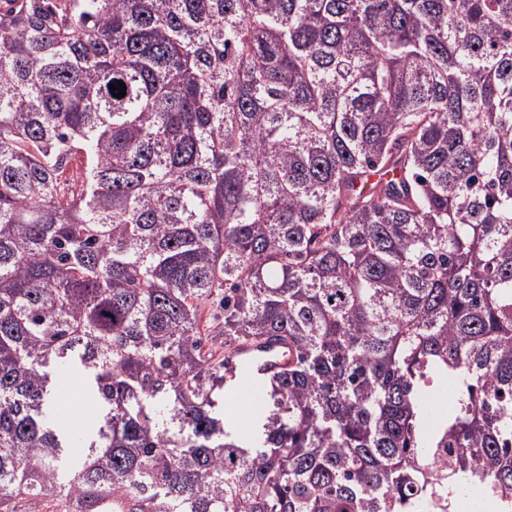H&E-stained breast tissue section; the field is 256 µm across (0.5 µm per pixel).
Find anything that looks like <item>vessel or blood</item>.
Listing matches in <instances>:
<instances>
[{"label": "vessel or blood", "instance_id": "1", "mask_svg": "<svg viewBox=\"0 0 512 512\" xmlns=\"http://www.w3.org/2000/svg\"><path fill=\"white\" fill-rule=\"evenodd\" d=\"M289 358L284 345L248 344L234 352L227 372L235 381L239 395L250 399L256 395L260 381L285 366Z\"/></svg>", "mask_w": 512, "mask_h": 512}]
</instances>
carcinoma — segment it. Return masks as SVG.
Returning a JSON list of instances; mask_svg holds the SVG:
<instances>
[{"mask_svg": "<svg viewBox=\"0 0 512 512\" xmlns=\"http://www.w3.org/2000/svg\"><path fill=\"white\" fill-rule=\"evenodd\" d=\"M263 339L293 360L240 434ZM478 482L512 512V0H0V512ZM290 357L282 344H248L234 352L226 369L239 395L252 399L259 382L288 364ZM73 375V374H72ZM76 380L75 385L69 386L67 389L60 392L59 394L62 403V411L65 421L73 428H81L94 417V407L91 403L82 401V389L80 380L73 375ZM76 392L75 398H69L66 396L69 392ZM80 402L79 406H75L76 402Z\"/></svg>", "mask_w": 512, "mask_h": 512, "instance_id": "carcinoma-1", "label": "carcinoma"}]
</instances>
